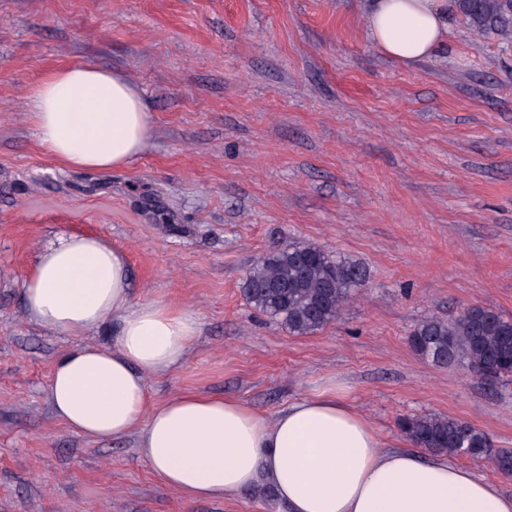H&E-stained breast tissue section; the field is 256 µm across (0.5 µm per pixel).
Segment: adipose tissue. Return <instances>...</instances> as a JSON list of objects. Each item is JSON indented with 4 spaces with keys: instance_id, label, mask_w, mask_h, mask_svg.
<instances>
[{
    "instance_id": "ef3b65f1",
    "label": "adipose tissue",
    "mask_w": 512,
    "mask_h": 512,
    "mask_svg": "<svg viewBox=\"0 0 512 512\" xmlns=\"http://www.w3.org/2000/svg\"><path fill=\"white\" fill-rule=\"evenodd\" d=\"M452 0H370L367 36L399 63L431 58L448 39ZM31 112L50 156L77 169L118 168L146 147L149 115L125 78L72 65L38 87ZM124 251L96 235L62 234L23 281L28 320L66 336L109 328L54 363L55 416L90 438L139 434L164 484L194 499L271 486L287 512H512V494L448 457L393 448L372 421L326 388L266 419L232 397L184 393L154 403L148 379L180 366L199 333L191 311L135 299Z\"/></svg>"
}]
</instances>
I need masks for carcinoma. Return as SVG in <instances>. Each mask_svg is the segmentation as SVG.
I'll list each match as a JSON object with an SVG mask.
<instances>
[{
    "instance_id": "carcinoma-1",
    "label": "carcinoma",
    "mask_w": 512,
    "mask_h": 512,
    "mask_svg": "<svg viewBox=\"0 0 512 512\" xmlns=\"http://www.w3.org/2000/svg\"><path fill=\"white\" fill-rule=\"evenodd\" d=\"M457 3L478 28L512 40V0ZM368 279L362 263L297 243L260 257L246 275L242 293L248 304L280 320L290 333L307 335L335 321ZM410 344L437 366L466 367L499 379L512 376V320L487 307H469L449 321L425 318L412 331ZM402 427L419 448L490 459L499 472L512 474V452L493 447L483 431L465 421L424 414L404 420Z\"/></svg>"
}]
</instances>
